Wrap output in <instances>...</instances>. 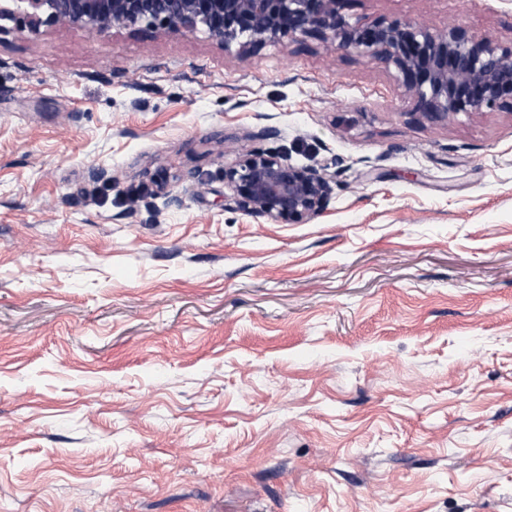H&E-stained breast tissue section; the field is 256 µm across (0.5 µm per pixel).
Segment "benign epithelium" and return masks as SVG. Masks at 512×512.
<instances>
[{"label":"benign epithelium","mask_w":512,"mask_h":512,"mask_svg":"<svg viewBox=\"0 0 512 512\" xmlns=\"http://www.w3.org/2000/svg\"><path fill=\"white\" fill-rule=\"evenodd\" d=\"M22 13L0 9V21L20 29L66 24L104 32L114 28L202 29L210 37L255 54L273 41L315 38L370 56L395 69L416 95L419 116L442 123L483 107L512 112V42L478 37L461 26L444 31L381 17L350 23L343 0H21ZM224 184L239 210L277 223L300 224L321 213L329 175L295 166L277 154L252 150L224 169Z\"/></svg>","instance_id":"7a95c632"}]
</instances>
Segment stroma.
Instances as JSON below:
<instances>
[{"instance_id": "stroma-1", "label": "stroma", "mask_w": 512, "mask_h": 512, "mask_svg": "<svg viewBox=\"0 0 512 512\" xmlns=\"http://www.w3.org/2000/svg\"><path fill=\"white\" fill-rule=\"evenodd\" d=\"M418 110L314 38L1 29L0 512H512V112ZM253 149L324 211L238 210ZM330 181L324 170L288 164L262 150L249 151L224 169V184L238 209L277 223L300 224L321 213Z\"/></svg>"}]
</instances>
